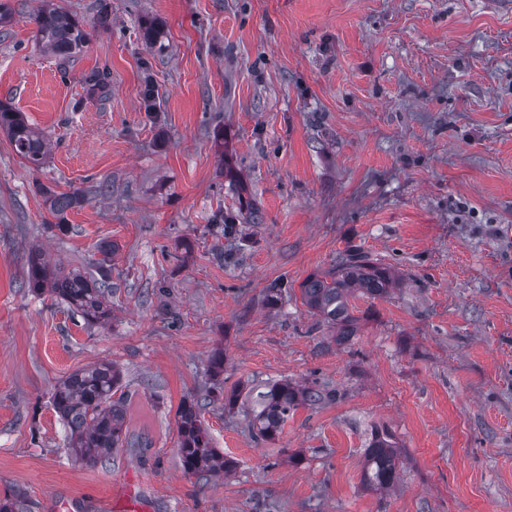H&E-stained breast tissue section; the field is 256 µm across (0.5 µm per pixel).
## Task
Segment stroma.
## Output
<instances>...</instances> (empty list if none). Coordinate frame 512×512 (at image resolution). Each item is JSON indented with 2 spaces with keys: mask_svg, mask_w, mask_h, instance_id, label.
I'll return each mask as SVG.
<instances>
[{
  "mask_svg": "<svg viewBox=\"0 0 512 512\" xmlns=\"http://www.w3.org/2000/svg\"><path fill=\"white\" fill-rule=\"evenodd\" d=\"M51 2L88 34L75 57L39 44L41 0H9L0 23V102L51 143L35 169L0 132V501L512 512V12L483 0ZM96 73L104 91L89 89ZM77 190L87 200L59 233L46 194ZM244 202L261 221L242 225L240 248L214 222ZM104 244L106 325L28 287L32 250L83 271ZM351 245L403 282L352 299L359 331L340 346L300 285ZM100 362L121 371L126 439L83 464L50 390ZM278 380L340 397L298 408L262 442L248 408L222 395ZM189 399L227 474L184 472ZM382 426L400 459L395 484L375 491L364 450Z\"/></svg>",
  "mask_w": 512,
  "mask_h": 512,
  "instance_id": "obj_1",
  "label": "stroma"
}]
</instances>
